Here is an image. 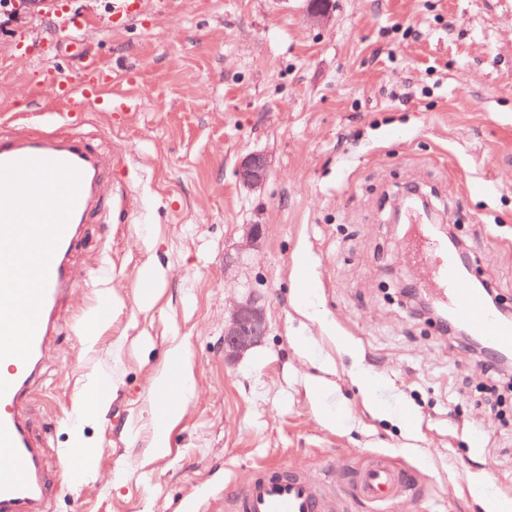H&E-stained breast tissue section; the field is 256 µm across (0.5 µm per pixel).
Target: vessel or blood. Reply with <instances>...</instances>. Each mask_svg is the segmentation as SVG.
Masks as SVG:
<instances>
[{
	"label": "vessel or blood",
	"instance_id": "b4317fda",
	"mask_svg": "<svg viewBox=\"0 0 512 512\" xmlns=\"http://www.w3.org/2000/svg\"><path fill=\"white\" fill-rule=\"evenodd\" d=\"M149 6L166 9L170 0H112L113 26L135 23ZM104 88L101 79L87 83L57 79L52 83L54 95L69 103L93 100L104 102L112 111L125 109L124 96H105ZM41 122V128L25 134L17 133L12 122L0 124V164L27 159L64 163L80 172L81 182L72 215L49 263L31 354L25 360L14 356L0 360V457L8 462L0 469V512L43 510L47 497L43 456L22 407L46 358L57 309L76 287L69 257L81 243L84 225L93 213L106 217L129 210L127 198L106 193L103 175L111 159L80 132L75 114L48 112L42 114ZM403 254L428 266L436 298L451 320L484 336L496 350H512V323L500 320L490 310L482 289L472 287L446 243L420 235ZM354 488L360 499L375 507L393 505L412 490L403 472L385 455L373 456L363 465ZM340 508L325 481L260 466L250 470L233 499H225L224 486L219 483L180 502L178 512H339Z\"/></svg>",
	"mask_w": 512,
	"mask_h": 512
}]
</instances>
